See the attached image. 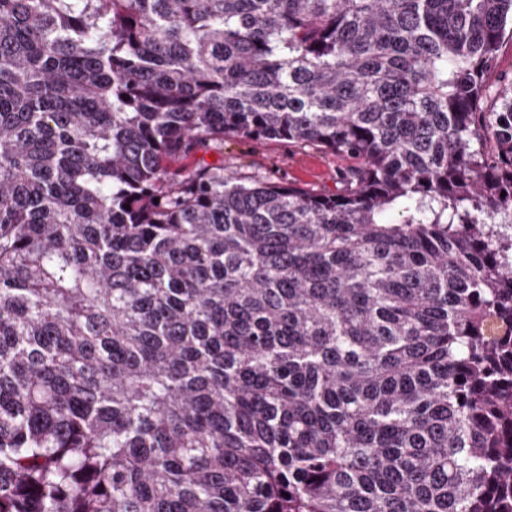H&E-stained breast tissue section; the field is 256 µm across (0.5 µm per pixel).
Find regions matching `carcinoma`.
Here are the masks:
<instances>
[{
  "label": "carcinoma",
  "mask_w": 512,
  "mask_h": 512,
  "mask_svg": "<svg viewBox=\"0 0 512 512\" xmlns=\"http://www.w3.org/2000/svg\"><path fill=\"white\" fill-rule=\"evenodd\" d=\"M508 34L512 0H0V512H512ZM226 135L355 165L245 182ZM510 77H512V40L507 36L500 48L495 66L488 76V81L498 84L503 78Z\"/></svg>",
  "instance_id": "obj_1"
}]
</instances>
